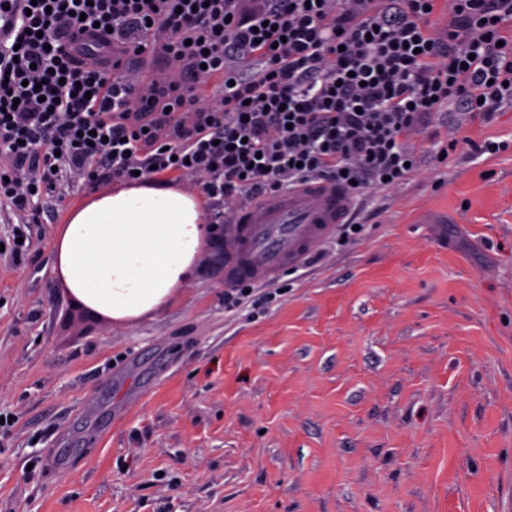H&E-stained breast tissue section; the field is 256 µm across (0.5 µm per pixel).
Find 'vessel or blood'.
I'll return each mask as SVG.
<instances>
[{
  "mask_svg": "<svg viewBox=\"0 0 512 512\" xmlns=\"http://www.w3.org/2000/svg\"><path fill=\"white\" fill-rule=\"evenodd\" d=\"M352 207L349 190L316 181L254 199L230 228L234 246L224 253L225 282L271 278L299 264L317 240L348 223Z\"/></svg>",
  "mask_w": 512,
  "mask_h": 512,
  "instance_id": "obj_1",
  "label": "vessel or blood"
}]
</instances>
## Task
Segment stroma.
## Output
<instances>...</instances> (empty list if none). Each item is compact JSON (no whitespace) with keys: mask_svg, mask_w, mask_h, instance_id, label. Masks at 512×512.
Segmentation results:
<instances>
[{"mask_svg":"<svg viewBox=\"0 0 512 512\" xmlns=\"http://www.w3.org/2000/svg\"><path fill=\"white\" fill-rule=\"evenodd\" d=\"M472 140L512 108L432 116L358 230L232 310L209 240L162 309L86 320L52 255L88 191L1 210L0 512H512V148Z\"/></svg>","mask_w":512,"mask_h":512,"instance_id":"stroma-1","label":"stroma"}]
</instances>
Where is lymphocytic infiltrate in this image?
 Segmentation results:
<instances>
[{"label":"lymphocytic infiltrate","mask_w":512,"mask_h":512,"mask_svg":"<svg viewBox=\"0 0 512 512\" xmlns=\"http://www.w3.org/2000/svg\"><path fill=\"white\" fill-rule=\"evenodd\" d=\"M0 0V207L54 220L74 181H199L213 223L323 180L385 189L448 108L512 104V0ZM161 57L140 81L129 58Z\"/></svg>","instance_id":"obj_1"}]
</instances>
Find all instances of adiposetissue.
<instances>
[{"label": "adipose tissue", "instance_id": "obj_1", "mask_svg": "<svg viewBox=\"0 0 512 512\" xmlns=\"http://www.w3.org/2000/svg\"><path fill=\"white\" fill-rule=\"evenodd\" d=\"M200 198L159 180L92 195L56 237L53 268L71 294L118 322L160 309L197 265Z\"/></svg>", "mask_w": 512, "mask_h": 512}]
</instances>
